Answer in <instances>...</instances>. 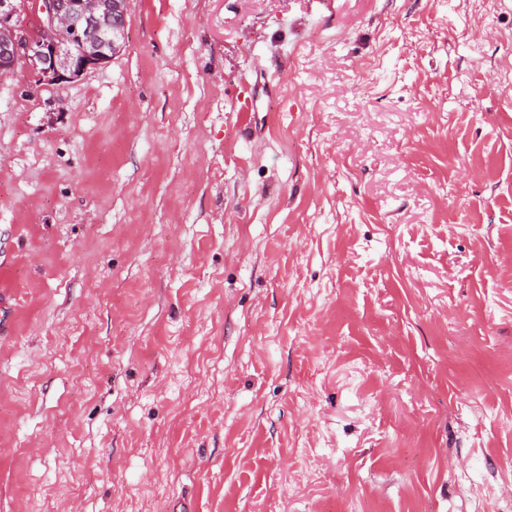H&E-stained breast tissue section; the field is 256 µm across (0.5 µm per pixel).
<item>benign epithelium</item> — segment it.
<instances>
[{"mask_svg": "<svg viewBox=\"0 0 512 512\" xmlns=\"http://www.w3.org/2000/svg\"><path fill=\"white\" fill-rule=\"evenodd\" d=\"M42 37L33 42L21 21L23 0H0V72L23 67L62 82L109 63L124 46L127 10L120 0H36Z\"/></svg>", "mask_w": 512, "mask_h": 512, "instance_id": "7a95c632", "label": "benign epithelium"}]
</instances>
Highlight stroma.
Masks as SVG:
<instances>
[{
    "instance_id": "stroma-1",
    "label": "stroma",
    "mask_w": 512,
    "mask_h": 512,
    "mask_svg": "<svg viewBox=\"0 0 512 512\" xmlns=\"http://www.w3.org/2000/svg\"><path fill=\"white\" fill-rule=\"evenodd\" d=\"M0 77V512H512V0H128Z\"/></svg>"
}]
</instances>
